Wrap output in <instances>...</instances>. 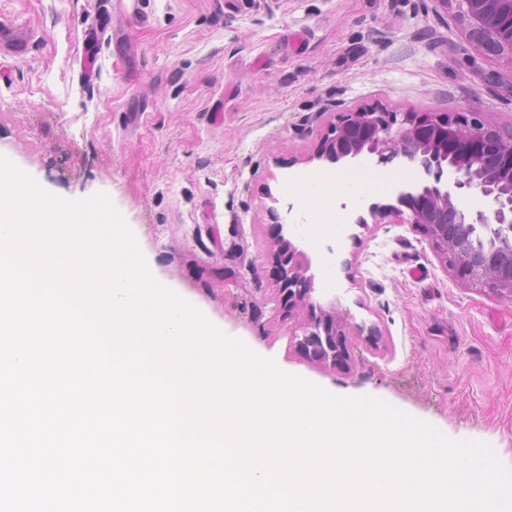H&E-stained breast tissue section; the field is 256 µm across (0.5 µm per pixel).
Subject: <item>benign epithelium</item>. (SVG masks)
<instances>
[{
  "instance_id": "7a95c632",
  "label": "benign epithelium",
  "mask_w": 512,
  "mask_h": 512,
  "mask_svg": "<svg viewBox=\"0 0 512 512\" xmlns=\"http://www.w3.org/2000/svg\"><path fill=\"white\" fill-rule=\"evenodd\" d=\"M435 2L445 11L450 3L461 6L457 14L477 51L512 69V0ZM363 154L383 166L405 159L423 177L399 190L397 207L372 203L369 217L359 215L354 224L364 228L369 219L414 224L456 281L512 300V128L446 112L360 108L330 126L314 157L338 164ZM467 194L481 196L487 207L465 213L459 200ZM270 217L267 248L277 270V293L290 308L305 305L313 290L309 258L285 238L288 225L280 215L272 210ZM344 324L345 313L321 310L295 347L312 363L343 368L350 360Z\"/></svg>"
}]
</instances>
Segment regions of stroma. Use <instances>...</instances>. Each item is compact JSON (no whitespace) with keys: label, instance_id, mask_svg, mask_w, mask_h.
<instances>
[{"label":"stroma","instance_id":"35a3bbf8","mask_svg":"<svg viewBox=\"0 0 512 512\" xmlns=\"http://www.w3.org/2000/svg\"><path fill=\"white\" fill-rule=\"evenodd\" d=\"M0 156L68 199L108 194L165 285L288 373L382 399L512 468V300L456 282L411 224L340 236L312 304L346 311L347 368L290 345L270 211L338 115L462 113L512 126V69L434 0H0ZM351 269H344L345 259Z\"/></svg>","mask_w":512,"mask_h":512}]
</instances>
